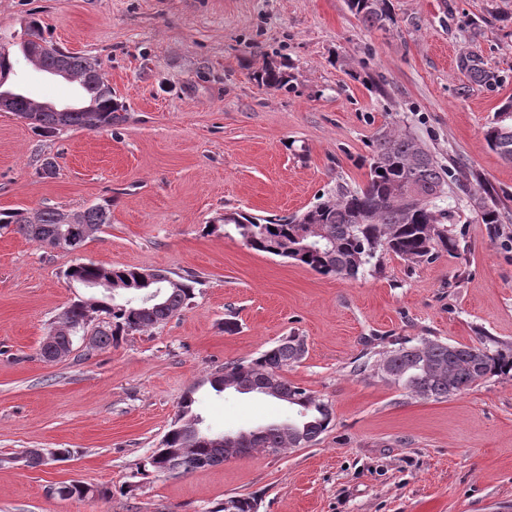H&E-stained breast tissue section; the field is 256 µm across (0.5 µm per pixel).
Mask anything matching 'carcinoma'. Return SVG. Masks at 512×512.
I'll return each instance as SVG.
<instances>
[{
  "mask_svg": "<svg viewBox=\"0 0 512 512\" xmlns=\"http://www.w3.org/2000/svg\"><path fill=\"white\" fill-rule=\"evenodd\" d=\"M349 9L369 28L383 29L391 20L388 0H347ZM42 37L36 23L29 25L28 39L21 45L23 57L38 70L64 67L68 81L85 88L87 104L67 112H45L40 127L51 132L70 126L96 130L112 126L119 105L112 101V88L101 73L86 80L93 64L85 57L60 47L52 53L33 52ZM261 83L284 87L288 76L281 70L266 67L258 74ZM509 118L503 119L501 115ZM484 139L504 160L512 162V100L501 106L486 127ZM410 180L422 196L413 203L397 193L402 180ZM464 194L482 195L480 183H467L458 168L443 165L412 134L391 127L380 133L369 165V178L358 188L339 187L334 194L306 211L289 217L258 218L241 213L224 214V223L234 225L237 233L252 249L292 259L311 270L331 277L355 278L373 263L391 255L420 264L441 253H456L459 241L447 221L451 211L445 199L453 189ZM70 214L59 210L15 211L0 213V230L22 233L43 246L51 247L64 237ZM478 221L493 227L502 223L501 212L480 201ZM80 223L98 231L111 223L110 204L92 205L80 214ZM275 231H270V228ZM64 275L80 285L95 280L99 268L93 263H77ZM112 276L126 285L131 294L147 296L161 290L158 302L144 305L141 300L119 301L105 294L80 297L63 314L72 327L86 323L88 313L107 316L95 331L96 348L116 345L132 333L165 324L186 309L194 295V279L158 271L159 281L142 283L138 269L112 267ZM305 354L302 340L287 336L260 356L224 366V376L212 374L210 387L224 392L223 379L236 378L258 388H269L277 400L296 410L297 419L267 429L258 441L237 444L244 453L255 449L281 452L285 448L310 446L318 441L333 420L331 405L316 399L307 389L289 381L281 371L300 361ZM371 370L393 386L423 399H442L457 394L489 377L512 372V342L487 337L479 345H454L438 339H422L415 345L405 342L379 353L375 363L356 366L363 374ZM195 388H190L178 403L177 415L190 422L198 417ZM186 435L172 425L153 449L146 465L159 473L189 472L221 464L226 450L220 443L204 444L186 454L169 453L181 448ZM61 498L106 497V491L87 485L63 483L54 489Z\"/></svg>",
  "mask_w": 512,
  "mask_h": 512,
  "instance_id": "obj_1",
  "label": "carcinoma"
}]
</instances>
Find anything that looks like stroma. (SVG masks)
Masks as SVG:
<instances>
[{
	"instance_id": "35a3bbf8",
	"label": "stroma",
	"mask_w": 512,
	"mask_h": 512,
	"mask_svg": "<svg viewBox=\"0 0 512 512\" xmlns=\"http://www.w3.org/2000/svg\"><path fill=\"white\" fill-rule=\"evenodd\" d=\"M389 7L381 30L346 0H0L7 87L54 104L72 95L73 83L22 57L35 19L49 43L96 65L120 106L112 126L52 133L0 112V212L112 203L111 224L76 254L0 231V512H210L243 494L257 512H512V374L434 400L354 371L404 341H512V163L484 140L512 99V0ZM470 54L486 84L460 69ZM265 65L287 67L289 85L258 83ZM391 126L481 178L501 235L458 192L448 201L458 253L394 257L343 279L216 226L230 211L288 215L366 183ZM78 260L189 276L195 295L162 326L47 363L44 336L84 294L64 276ZM287 336L306 353L285 377L333 407L315 445L143 472L187 390L215 433L294 419L277 399L203 383ZM31 448L72 458L33 466L21 456ZM72 480L109 496L52 495Z\"/></svg>"
}]
</instances>
